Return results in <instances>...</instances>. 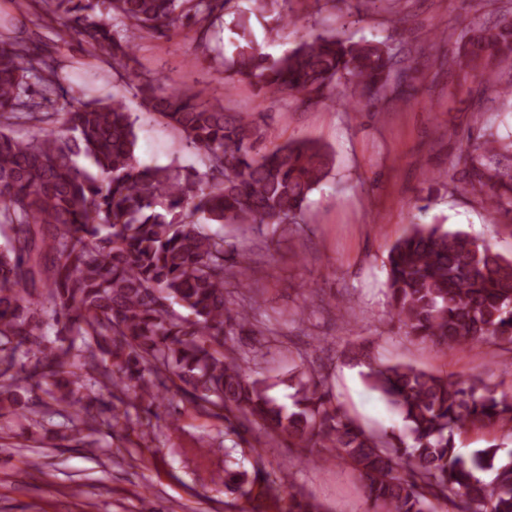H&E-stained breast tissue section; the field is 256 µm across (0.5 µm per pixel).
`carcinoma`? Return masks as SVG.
I'll use <instances>...</instances> for the list:
<instances>
[{
    "label": "carcinoma",
    "mask_w": 512,
    "mask_h": 512,
    "mask_svg": "<svg viewBox=\"0 0 512 512\" xmlns=\"http://www.w3.org/2000/svg\"><path fill=\"white\" fill-rule=\"evenodd\" d=\"M22 15L59 28L112 66L140 107L176 131L196 163L146 166L136 158L138 118L124 98L75 95L49 49L0 38V404L44 391L80 429L131 424L174 398L226 421L259 424L271 440L349 465L372 512H512V455L478 450L467 460L454 437L494 423L512 434V394L409 364L368 366L363 379L402 415L411 443L373 435L335 403L326 375L305 364L288 381L251 377L224 337L250 335L246 305L226 297L224 271L250 290L251 256L225 247L224 228L245 237L299 223L328 177L331 154L309 140L268 144L259 123L226 112L203 87L169 88L130 63L134 45L108 18L153 37L178 25L208 35L232 0H11ZM229 78L302 104L369 106L406 99L414 58L386 41L310 36L275 59L242 29ZM459 64L512 57V21L461 34ZM458 181L512 215V141L461 148ZM219 225L212 230L211 225ZM389 320L443 351L492 344L512 351V257L442 224H412L387 255ZM91 371L98 394L74 380ZM493 472L486 480L480 476ZM218 482L248 494V472ZM288 512H324L289 494Z\"/></svg>",
    "instance_id": "carcinoma-1"
}]
</instances>
